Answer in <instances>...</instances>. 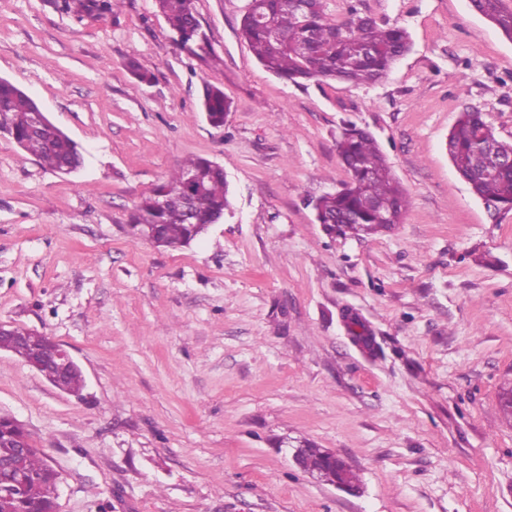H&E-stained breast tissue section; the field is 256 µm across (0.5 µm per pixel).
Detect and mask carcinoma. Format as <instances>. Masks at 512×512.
Wrapping results in <instances>:
<instances>
[{"mask_svg": "<svg viewBox=\"0 0 512 512\" xmlns=\"http://www.w3.org/2000/svg\"><path fill=\"white\" fill-rule=\"evenodd\" d=\"M54 9L81 21L114 13L118 0H46ZM180 45L190 51L200 38V23L194 0H155ZM472 8L512 41V10L503 0H471ZM241 33L258 61L271 73L293 84L313 81L319 85L346 82L369 85L382 80L392 65L410 49L407 31L379 24L352 11L342 21L326 16L323 0H255L241 21ZM40 110L35 100L7 79L0 78V131L8 134L25 153L61 174L82 167L84 157L78 144L52 122L35 128L31 113ZM202 110L215 127L224 125L231 102L224 90L207 85ZM493 147L512 154V143L496 137L479 110H466L452 127L446 150L459 176L470 186L493 215L512 210V168L488 169ZM338 156L349 174V182L319 198L316 220L329 236L371 235L402 221L407 199L387 160L369 132L355 124L345 125L336 139ZM188 172L199 182L185 181ZM229 206V185L224 169L211 160H186L170 176L143 195L135 206L133 224L152 229L148 241L177 250L189 245L205 224H216ZM78 372L62 376L57 388L78 393L83 388ZM326 449L307 443L299 451L301 467L336 477L325 458ZM27 481L19 497L0 495V512H50L56 507L59 473L39 449L24 461Z\"/></svg>", "mask_w": 512, "mask_h": 512, "instance_id": "obj_1", "label": "carcinoma"}]
</instances>
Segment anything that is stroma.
<instances>
[{
    "mask_svg": "<svg viewBox=\"0 0 512 512\" xmlns=\"http://www.w3.org/2000/svg\"><path fill=\"white\" fill-rule=\"evenodd\" d=\"M248 4L195 0L191 54L155 0L80 21L0 0V78L85 157L62 175L0 135V322L51 336L84 377L67 393L0 350V414L59 472L57 512H512V211L491 216L445 149L467 108L512 142V41L469 0H324L412 47L379 83L297 86L241 36ZM208 84L232 102L220 128ZM347 122L409 206L330 238L312 203L349 179ZM191 156L223 167V219L180 250L136 238L139 198ZM308 442L359 493L298 466Z\"/></svg>",
    "mask_w": 512,
    "mask_h": 512,
    "instance_id": "1",
    "label": "stroma"
}]
</instances>
